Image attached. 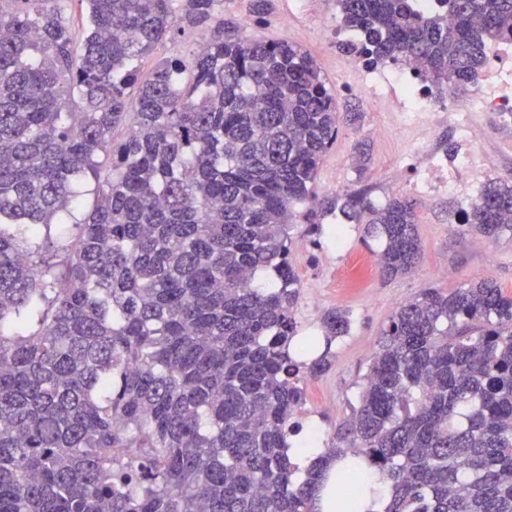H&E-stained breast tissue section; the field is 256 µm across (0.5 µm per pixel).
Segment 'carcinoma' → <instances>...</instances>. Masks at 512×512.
I'll list each match as a JSON object with an SVG mask.
<instances>
[{
	"instance_id": "1",
	"label": "carcinoma",
	"mask_w": 512,
	"mask_h": 512,
	"mask_svg": "<svg viewBox=\"0 0 512 512\" xmlns=\"http://www.w3.org/2000/svg\"><path fill=\"white\" fill-rule=\"evenodd\" d=\"M7 2L0 512H314L330 458L337 512H356L364 466L383 512H512V296L492 280L402 304L320 462L299 478L289 460L301 383L350 329L332 309L298 335L292 209L313 234L336 209L365 225L385 277L421 257L413 201L318 198L338 116L315 60L236 34L224 0H84L80 29L70 0ZM413 2L336 0L348 49L457 90L512 41V0ZM185 26L206 33L191 63L140 77ZM90 179L92 210L55 243ZM461 224L512 240V183L483 185Z\"/></svg>"
}]
</instances>
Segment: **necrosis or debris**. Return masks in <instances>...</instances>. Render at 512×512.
<instances>
[{"label": "necrosis or debris", "mask_w": 512, "mask_h": 512, "mask_svg": "<svg viewBox=\"0 0 512 512\" xmlns=\"http://www.w3.org/2000/svg\"><path fill=\"white\" fill-rule=\"evenodd\" d=\"M360 86L374 99L392 100L404 121L420 127H432L437 113H448L457 137L468 148L457 154L453 163H446L430 138L418 141L414 154L418 160L410 190L419 197L455 192L463 199L472 198L483 179L498 162L493 153L479 152L472 143L473 135L465 114L455 107L452 89L427 90L414 70L407 65H388L377 69H360ZM470 97L479 111L496 112L512 121V42L499 43L489 54V65L472 85Z\"/></svg>", "instance_id": "1"}]
</instances>
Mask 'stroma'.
<instances>
[{
  "label": "stroma",
  "instance_id": "1",
  "mask_svg": "<svg viewBox=\"0 0 512 512\" xmlns=\"http://www.w3.org/2000/svg\"><path fill=\"white\" fill-rule=\"evenodd\" d=\"M271 3L269 13L260 19L251 14L250 0H224V17L234 22L241 34L298 45L319 66L336 101L338 132L318 169V196L363 188L379 204L394 196H408L407 183L414 176L410 149L422 131L406 125L391 106L373 101L356 87L346 52L336 43L340 22L336 0H312L310 11L302 16L295 15L292 0ZM200 39V32L189 28L167 37L143 60L142 75H149L164 58L191 61ZM457 104L467 111L485 149L499 155L493 179L512 180V148L507 145L512 135L498 129L496 113L470 107L468 94H460ZM362 148L370 157L364 167L358 162ZM463 206L460 196L453 193L418 203L421 259L412 273L397 278L379 274L375 266L379 243L363 241L362 225L336 211L320 219L324 233L319 246L291 250L289 261L299 278L294 317L300 332L319 330L322 315L330 309L347 311L351 323L349 335L332 346L328 370L319 377L306 378L303 384L302 410L319 418L323 438H331L357 406L381 331L401 304L427 287L449 292L463 283L487 278L512 295V240L494 243L460 226L456 218ZM489 251L496 255L491 266L485 263ZM355 257L364 258L369 270L355 287L348 288L341 284L340 272Z\"/></svg>",
  "mask_w": 512,
  "mask_h": 512
}]
</instances>
